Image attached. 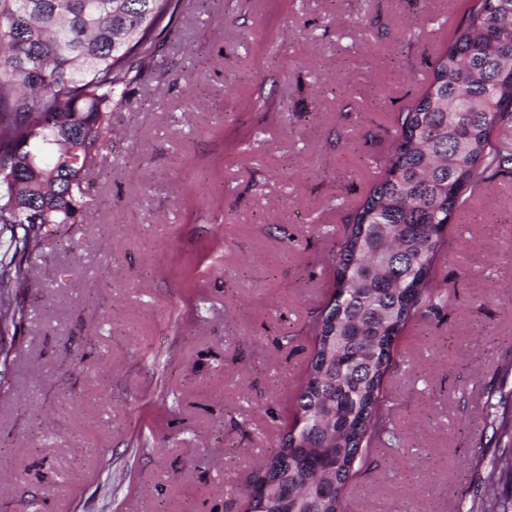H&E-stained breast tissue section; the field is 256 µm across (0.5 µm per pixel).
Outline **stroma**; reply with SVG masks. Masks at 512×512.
I'll list each match as a JSON object with an SVG mask.
<instances>
[{
  "mask_svg": "<svg viewBox=\"0 0 512 512\" xmlns=\"http://www.w3.org/2000/svg\"><path fill=\"white\" fill-rule=\"evenodd\" d=\"M467 0H184L112 115L90 211L29 262L0 365V512H245L290 429L345 219ZM344 512H468L512 385V176L446 228ZM84 359L73 368V356Z\"/></svg>",
  "mask_w": 512,
  "mask_h": 512,
  "instance_id": "35a3bbf8",
  "label": "stroma"
}]
</instances>
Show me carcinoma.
<instances>
[{"label": "carcinoma", "mask_w": 512, "mask_h": 512, "mask_svg": "<svg viewBox=\"0 0 512 512\" xmlns=\"http://www.w3.org/2000/svg\"><path fill=\"white\" fill-rule=\"evenodd\" d=\"M183 0H0V358L28 312L29 259L87 212L85 172L103 160L112 112L146 73ZM512 0H478L436 56L422 95L397 114L384 176L346 220L330 304L313 320L314 355L295 426L255 472L246 512H342L357 461L398 441L383 382L396 341L437 306L445 228L485 184L512 173L494 133L512 123ZM500 455L476 512H509L512 392L487 400Z\"/></svg>", "instance_id": "carcinoma-1"}]
</instances>
